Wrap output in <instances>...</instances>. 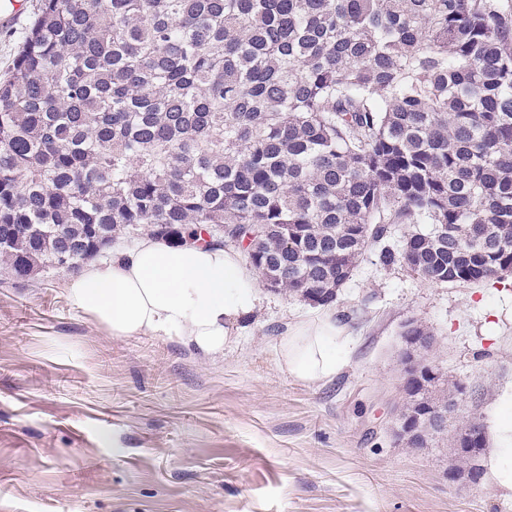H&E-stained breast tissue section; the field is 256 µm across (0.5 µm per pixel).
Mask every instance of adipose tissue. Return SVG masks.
<instances>
[{
    "instance_id": "1",
    "label": "adipose tissue",
    "mask_w": 512,
    "mask_h": 512,
    "mask_svg": "<svg viewBox=\"0 0 512 512\" xmlns=\"http://www.w3.org/2000/svg\"><path fill=\"white\" fill-rule=\"evenodd\" d=\"M258 288L236 251L172 246L150 235L110 262L87 263L64 283L67 299L113 336H158L210 361L223 358L226 336L257 309ZM350 341L347 327L333 315H309L289 326L278 364L299 381L324 382L341 368L337 348ZM498 401L502 413L492 429L491 478L512 488V392H502Z\"/></svg>"
}]
</instances>
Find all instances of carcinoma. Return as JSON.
I'll return each instance as SVG.
<instances>
[{"label": "carcinoma", "instance_id": "obj_1", "mask_svg": "<svg viewBox=\"0 0 512 512\" xmlns=\"http://www.w3.org/2000/svg\"><path fill=\"white\" fill-rule=\"evenodd\" d=\"M142 231L240 248L317 306L370 251L501 279L512 0H41L0 83V260L26 278ZM458 393L436 377L402 413Z\"/></svg>", "mask_w": 512, "mask_h": 512}]
</instances>
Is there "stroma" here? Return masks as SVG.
<instances>
[{
    "label": "stroma",
    "instance_id": "obj_1",
    "mask_svg": "<svg viewBox=\"0 0 512 512\" xmlns=\"http://www.w3.org/2000/svg\"><path fill=\"white\" fill-rule=\"evenodd\" d=\"M40 0L0 27V78ZM66 272L17 278L0 263V512H512V489L454 478L448 446L395 443L408 323L465 384L456 433L491 425L512 390V274L434 283L365 256L331 314L352 343L320 384L278 365L312 305L260 288L211 364L156 336H112L62 291Z\"/></svg>",
    "mask_w": 512,
    "mask_h": 512
}]
</instances>
